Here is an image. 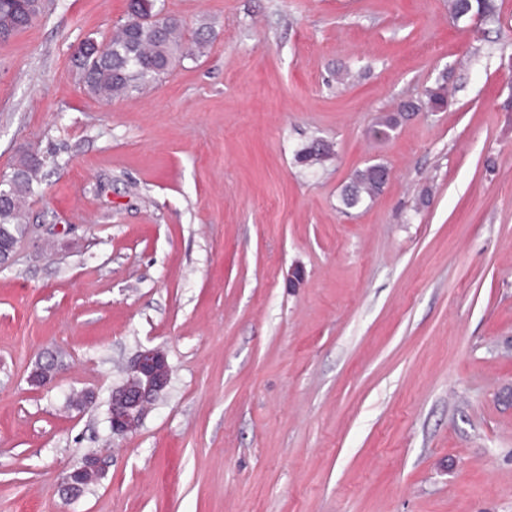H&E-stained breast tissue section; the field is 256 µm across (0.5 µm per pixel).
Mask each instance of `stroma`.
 I'll return each instance as SVG.
<instances>
[{"instance_id": "35a3bbf8", "label": "stroma", "mask_w": 512, "mask_h": 512, "mask_svg": "<svg viewBox=\"0 0 512 512\" xmlns=\"http://www.w3.org/2000/svg\"><path fill=\"white\" fill-rule=\"evenodd\" d=\"M496 4L463 23L448 0H164L207 48L109 103L73 57L127 0H46L0 40V173L45 161L0 270V512H512V0ZM443 74L447 111L371 137ZM314 138L336 155L306 170ZM374 162L383 191L345 208ZM143 347L171 382L117 437L109 394ZM82 389L96 403L67 409ZM102 448L105 479L64 498V470ZM389 169L382 163L368 164L356 169L343 189L342 202L348 208L373 201L382 191L389 176Z\"/></svg>"}]
</instances>
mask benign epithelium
Wrapping results in <instances>:
<instances>
[{
  "instance_id": "1",
  "label": "benign epithelium",
  "mask_w": 512,
  "mask_h": 512,
  "mask_svg": "<svg viewBox=\"0 0 512 512\" xmlns=\"http://www.w3.org/2000/svg\"><path fill=\"white\" fill-rule=\"evenodd\" d=\"M171 367L159 348H142L132 360L126 380L112 388L109 395L108 423L112 434L123 436L136 432L149 408L170 383ZM107 458L101 454L87 455L66 469L61 479L64 494L79 496V487L87 475L104 473Z\"/></svg>"
}]
</instances>
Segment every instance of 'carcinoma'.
Here are the masks:
<instances>
[{
	"mask_svg": "<svg viewBox=\"0 0 512 512\" xmlns=\"http://www.w3.org/2000/svg\"><path fill=\"white\" fill-rule=\"evenodd\" d=\"M44 0H0V16L14 21L16 34L32 25L41 14ZM448 10L456 20H472L477 14L497 12L495 0H448ZM207 40H195L191 48L183 38L180 22L163 14L159 0H128L127 17L112 28L103 52L88 57L75 55L79 83L91 96L110 102L117 96H128L156 81L181 60L194 56V50L204 47ZM449 105L448 75H441L435 85L426 90V102L408 100L405 111L417 112L426 107L430 112H444ZM402 118V113L385 115L373 124L377 139L389 136ZM333 143L314 140L302 145L295 153V162L310 169L334 156ZM19 174L5 186V198L0 200V240L16 241L25 228L23 217L34 183L42 164L27 155L15 163ZM389 169L382 163L369 164L355 170L343 189L342 202L348 208L374 200L388 180Z\"/></svg>",
	"mask_w": 512,
	"mask_h": 512,
	"instance_id": "cac0c4a2",
	"label": "carcinoma"
}]
</instances>
